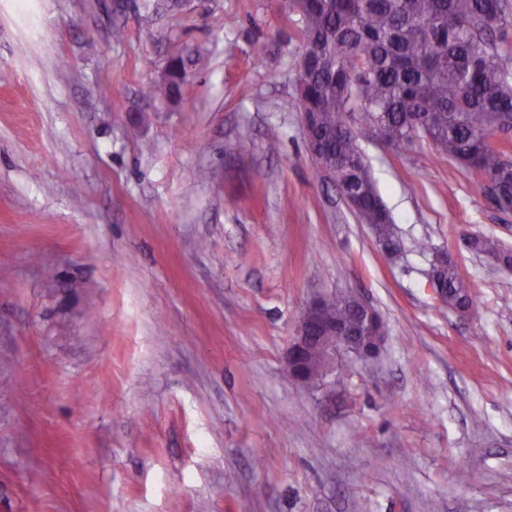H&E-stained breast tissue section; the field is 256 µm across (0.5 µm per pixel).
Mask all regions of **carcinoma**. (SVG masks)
<instances>
[{
	"instance_id": "cac0c4a2",
	"label": "carcinoma",
	"mask_w": 512,
	"mask_h": 512,
	"mask_svg": "<svg viewBox=\"0 0 512 512\" xmlns=\"http://www.w3.org/2000/svg\"><path fill=\"white\" fill-rule=\"evenodd\" d=\"M300 8L297 86L302 111L313 114L309 152L336 174V188L357 202L354 213L374 228L387 254L399 252L387 213L349 118L356 112L392 148L417 140L488 177L497 206L512 210V158L488 141L512 114V0H288ZM194 59L175 55L166 77L143 96L176 101ZM467 248L512 265V252L488 237ZM448 306L472 304L469 286L451 261L438 267ZM336 322L359 325L350 293L322 299Z\"/></svg>"
}]
</instances>
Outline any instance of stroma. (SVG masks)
<instances>
[{"mask_svg": "<svg viewBox=\"0 0 512 512\" xmlns=\"http://www.w3.org/2000/svg\"><path fill=\"white\" fill-rule=\"evenodd\" d=\"M183 51L180 101L144 98ZM298 53L286 0H0V512H512V269L464 244L512 250V211L354 114L387 258L316 174ZM337 291L383 346L303 385ZM465 243L467 248L476 254L492 255L498 261L512 265V252L503 248L492 238H468ZM447 254L441 255L437 259V263L440 262L441 265L438 267V277L441 282V288H445V291L448 290V307L451 308H467L472 304V298L469 290V286L461 275L459 274L455 264L448 259V262H443ZM431 288H433L437 298L444 302L445 298L443 296L441 288L437 285L434 278L431 277ZM324 312L336 323L359 325L360 315L354 308L352 293L329 294L322 299ZM336 323L322 312L321 297L313 298L298 321L296 336L288 350V370L314 354L334 361L341 352H352L357 336H336Z\"/></svg>", "mask_w": 512, "mask_h": 512, "instance_id": "obj_1", "label": "stroma"}]
</instances>
